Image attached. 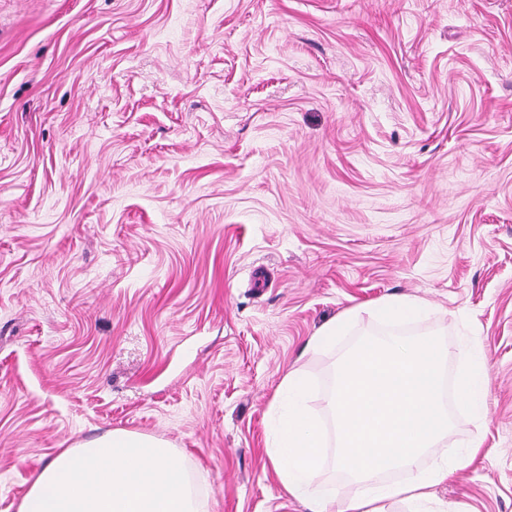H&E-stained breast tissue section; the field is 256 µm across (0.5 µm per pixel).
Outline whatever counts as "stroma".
<instances>
[{"label":"stroma","mask_w":512,"mask_h":512,"mask_svg":"<svg viewBox=\"0 0 512 512\" xmlns=\"http://www.w3.org/2000/svg\"><path fill=\"white\" fill-rule=\"evenodd\" d=\"M427 302L488 369L426 512H512V0H0V512L60 449L166 442L212 512H307L266 454L306 344ZM430 312L422 300L408 296H390L372 306L349 309L319 329L307 342V349L322 351L335 347L344 336L351 334L354 323L364 314L387 325H404L424 320Z\"/></svg>","instance_id":"35a3bbf8"}]
</instances>
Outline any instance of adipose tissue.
Wrapping results in <instances>:
<instances>
[{"instance_id":"adipose-tissue-1","label":"adipose tissue","mask_w":512,"mask_h":512,"mask_svg":"<svg viewBox=\"0 0 512 512\" xmlns=\"http://www.w3.org/2000/svg\"><path fill=\"white\" fill-rule=\"evenodd\" d=\"M429 311L420 299L390 296L343 312L319 329L307 347H335L364 315L394 326L424 320ZM487 389L485 361L478 355L459 375L456 401L481 415ZM312 390L301 370L283 376L274 397L267 455L288 496L302 501L307 512H328L327 498L311 492L325 446L323 428L309 405ZM17 512H209V503L192 496L185 471L167 444L112 431L61 449L36 476Z\"/></svg>"}]
</instances>
